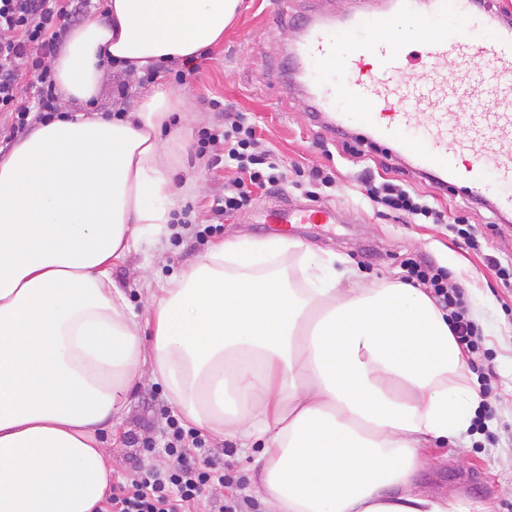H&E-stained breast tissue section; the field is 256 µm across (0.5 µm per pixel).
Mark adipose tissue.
Returning a JSON list of instances; mask_svg holds the SVG:
<instances>
[{
	"mask_svg": "<svg viewBox=\"0 0 512 512\" xmlns=\"http://www.w3.org/2000/svg\"><path fill=\"white\" fill-rule=\"evenodd\" d=\"M239 3L106 0L50 61L79 111L0 160V512H96L116 470L112 428L148 376L197 427L261 442L265 512L473 510L415 481L426 449L466 433L478 401L424 289L344 288L354 272L336 257L281 236L234 238L154 297L147 342L112 280L141 234L172 220L187 103L161 85L121 118L91 102L111 73L217 44Z\"/></svg>",
	"mask_w": 512,
	"mask_h": 512,
	"instance_id": "1",
	"label": "adipose tissue"
}]
</instances>
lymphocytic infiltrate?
I'll list each match as a JSON object with an SVG mask.
<instances>
[{
  "label": "lymphocytic infiltrate",
  "mask_w": 512,
  "mask_h": 512,
  "mask_svg": "<svg viewBox=\"0 0 512 512\" xmlns=\"http://www.w3.org/2000/svg\"><path fill=\"white\" fill-rule=\"evenodd\" d=\"M94 0H0V144L11 143L36 124L61 113L53 74L48 65L57 55L80 16L94 9ZM198 156L213 163L235 165L238 175L224 191L221 215H231L250 204L251 186L275 185L280 164L259 146L252 126L237 117L224 130H200ZM371 201L433 223L445 213L427 196L406 184L390 181L368 189ZM405 283L425 288L448 313V323L462 351L479 348L481 330L469 317L465 294L452 282L447 268L403 263ZM171 439L164 448L165 467L133 468L112 485L97 512H199L206 493L224 485L222 468L210 460V447L197 429L170 422Z\"/></svg>",
  "instance_id": "obj_1"
}]
</instances>
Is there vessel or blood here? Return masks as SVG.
Wrapping results in <instances>:
<instances>
[{
  "mask_svg": "<svg viewBox=\"0 0 512 512\" xmlns=\"http://www.w3.org/2000/svg\"><path fill=\"white\" fill-rule=\"evenodd\" d=\"M412 24L430 77L409 68L394 33ZM291 66L311 91L313 118L328 132L355 124L364 142L411 157L439 184L465 180L473 196L512 214V8L494 0H389L331 19L304 18ZM469 74L466 84L449 81ZM265 223H339L335 208L282 204Z\"/></svg>",
  "mask_w": 512,
  "mask_h": 512,
  "instance_id": "1",
  "label": "vessel or blood"
}]
</instances>
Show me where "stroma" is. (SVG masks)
I'll return each mask as SVG.
<instances>
[{"mask_svg": "<svg viewBox=\"0 0 512 512\" xmlns=\"http://www.w3.org/2000/svg\"><path fill=\"white\" fill-rule=\"evenodd\" d=\"M308 9L307 0H242L223 40L209 49L200 70L177 88L188 100L185 123L192 131L220 125L237 114L254 124L257 135L284 166L282 185L254 189L247 207L214 223L224 184L234 171L208 166L206 158L188 152V171L205 186L186 204L190 229L141 242L124 263L113 267L112 280L134 313L145 315L153 295L214 246L235 236H270L263 213L286 202L317 203L340 211L342 221L332 229L302 224L295 238L319 254L343 258L358 280L400 278V262L408 257L447 267L453 282L463 287L484 334L481 350L467 356V382L480 392L477 412L483 427L469 430L452 444L430 449L431 464L419 472L418 487L432 496H459L487 506L489 512H512V286L504 287L485 261L489 254L512 258V221L501 222L489 207L473 204L465 182L440 187L382 147L350 153L342 139L332 138L311 119L304 93L287 90L284 70L291 21ZM214 98L223 101V111L211 109ZM316 166L332 171L336 182L312 198L298 173ZM365 169L407 181L418 193L435 196L450 220L475 225L483 233L488 241L485 256L472 253L447 224H416L406 214L371 205L363 196L360 174ZM178 414L165 384L144 378L114 427L112 453L119 471L136 462L165 465L166 419ZM207 439L214 459L235 482L234 494L250 500L248 512H264L248 478L253 463L250 450L212 433Z\"/></svg>", "mask_w": 512, "mask_h": 512, "instance_id": "stroma-1", "label": "stroma"}]
</instances>
